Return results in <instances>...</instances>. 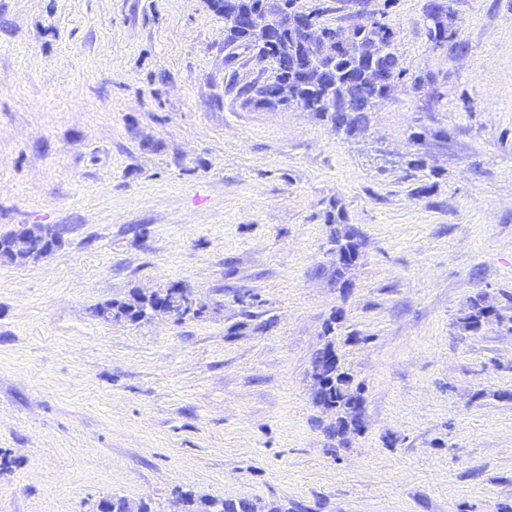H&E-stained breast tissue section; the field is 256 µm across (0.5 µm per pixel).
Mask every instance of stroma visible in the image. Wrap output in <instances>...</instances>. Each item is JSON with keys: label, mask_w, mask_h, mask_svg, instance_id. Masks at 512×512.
Segmentation results:
<instances>
[{"label": "stroma", "mask_w": 512, "mask_h": 512, "mask_svg": "<svg viewBox=\"0 0 512 512\" xmlns=\"http://www.w3.org/2000/svg\"><path fill=\"white\" fill-rule=\"evenodd\" d=\"M395 33L405 74L348 136L245 104L206 0H0V512H166L181 490L289 512H512V0H300ZM363 238L343 293L330 239ZM188 288L203 312L94 307ZM487 294L502 322L457 319ZM365 427L311 396L333 312ZM440 8H445L440 4H427L426 19L430 22L428 25V36L430 41L435 45L439 42L452 41L456 51L464 50L465 46L462 41L458 40V32L453 25V19L449 11L441 12ZM27 233L9 243L0 240V259L4 262L16 263L28 260H38L46 255L53 246L49 238L53 240L54 250L63 241L64 229L58 225L33 224L25 227ZM59 239V243L56 240Z\"/></svg>", "instance_id": "35a3bbf8"}]
</instances>
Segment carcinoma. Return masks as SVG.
<instances>
[{"label": "carcinoma", "instance_id": "cac0c4a2", "mask_svg": "<svg viewBox=\"0 0 512 512\" xmlns=\"http://www.w3.org/2000/svg\"><path fill=\"white\" fill-rule=\"evenodd\" d=\"M426 19L429 21L428 36L432 43L453 42L458 50L465 49L458 40L449 12L440 11V5L426 6ZM245 46L252 52V60L269 75L261 81H255L243 88L245 104L257 107L275 108L279 106H297L308 112L317 113L336 126V130L354 135L367 128L369 112L377 100L384 98L387 85H370L360 79L361 68L350 58L338 53L329 59L333 78L330 83L306 79L302 70V57L305 49L300 32L288 26L282 29L273 40L264 36V29L244 30L224 23V49L228 50L226 59L236 58L235 49ZM332 243L344 245L351 250L360 251L362 240L359 232L345 224L336 228ZM191 298L188 289L173 285L159 296L135 293L129 301H113L94 308L97 317H103V310H112V317L121 319L139 312L169 313L180 320L192 314L198 316L201 310L181 306V301ZM503 320L502 314L484 293L469 298L458 327L466 332L476 333L492 321ZM336 316H331L324 327L326 343L312 359L311 370L323 367L325 381L320 388L321 399L336 408L341 415L353 411L363 412L364 397L362 387L354 383V376L345 368H336L325 364V358L335 350ZM183 512H255V505L245 499H217L197 495L192 491H181Z\"/></svg>", "mask_w": 512, "mask_h": 512}]
</instances>
